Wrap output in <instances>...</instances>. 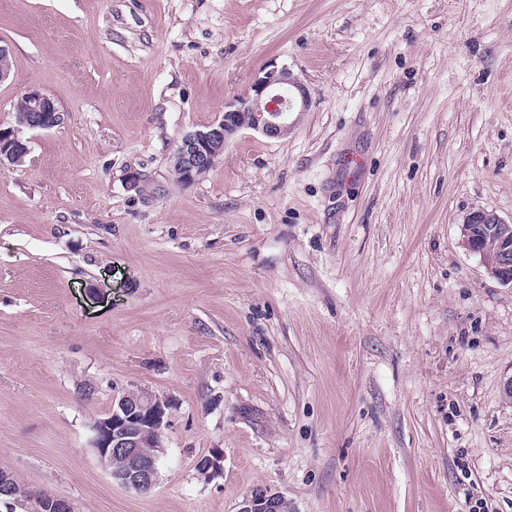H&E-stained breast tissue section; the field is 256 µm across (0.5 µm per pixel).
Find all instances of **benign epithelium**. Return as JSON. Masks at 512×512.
<instances>
[{
    "mask_svg": "<svg viewBox=\"0 0 512 512\" xmlns=\"http://www.w3.org/2000/svg\"><path fill=\"white\" fill-rule=\"evenodd\" d=\"M309 93L286 67L269 70L254 84L252 92L224 104V118L204 130L192 131L177 142L173 167L183 183L191 185L208 173L224 152L226 143L244 129L277 138L288 133V114L308 108ZM18 126L33 130L51 129L61 123L62 113L46 94L32 90L21 98ZM27 142L15 129L0 128V164L23 161ZM462 243L478 254L496 280L512 286V221L493 212L476 211L460 228ZM170 401L145 390H132L115 399L112 410L92 426V447L100 465L122 486L138 492L156 483L158 461L165 451ZM198 475L211 481L224 473V453L218 449L201 457ZM41 512H72L63 498L40 496ZM284 497L257 487L245 498L239 512H283Z\"/></svg>",
    "mask_w": 512,
    "mask_h": 512,
    "instance_id": "benign-epithelium-1",
    "label": "benign epithelium"
}]
</instances>
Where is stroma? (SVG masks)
I'll use <instances>...</instances> for the list:
<instances>
[{"label": "stroma", "instance_id": "35a3bbf8", "mask_svg": "<svg viewBox=\"0 0 512 512\" xmlns=\"http://www.w3.org/2000/svg\"><path fill=\"white\" fill-rule=\"evenodd\" d=\"M0 44V127L63 115L0 165V512H512V288L460 238L512 220V0H0ZM272 65L308 109L180 183ZM133 389L147 492L91 447ZM21 105V109L16 113L23 112L21 119H16L20 127L46 130L61 123L62 113H60L54 101L40 91L26 92L21 98ZM170 408L167 398L132 390L94 422L92 447L98 461L125 488L144 492L155 485ZM196 467L201 479L214 480L224 473V453L218 449L212 450L197 461ZM285 505L284 497L257 487L245 498L239 512H282Z\"/></svg>", "mask_w": 512, "mask_h": 512}]
</instances>
